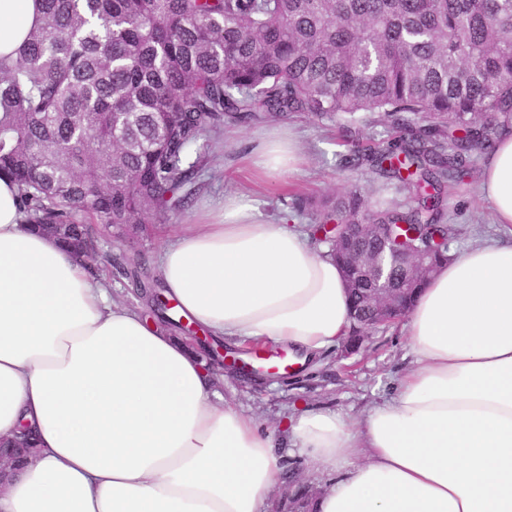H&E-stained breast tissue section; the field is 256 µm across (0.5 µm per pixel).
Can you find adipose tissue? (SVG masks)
<instances>
[{
	"label": "adipose tissue",
	"mask_w": 512,
	"mask_h": 512,
	"mask_svg": "<svg viewBox=\"0 0 512 512\" xmlns=\"http://www.w3.org/2000/svg\"><path fill=\"white\" fill-rule=\"evenodd\" d=\"M38 14L37 0H0V54ZM480 187L507 232L419 289L392 394L364 418L305 410L275 433L225 402L199 347L22 224L0 178V439L24 423L39 438L0 512H259L284 448L335 477L312 512H512V134L485 154ZM158 262L167 298L213 338L305 361L349 331L335 259L241 200L185 225Z\"/></svg>",
	"instance_id": "ef3b65f1"
}]
</instances>
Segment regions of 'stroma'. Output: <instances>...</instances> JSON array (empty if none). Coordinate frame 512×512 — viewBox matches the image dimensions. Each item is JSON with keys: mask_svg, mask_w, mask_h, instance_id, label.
Instances as JSON below:
<instances>
[{"mask_svg": "<svg viewBox=\"0 0 512 512\" xmlns=\"http://www.w3.org/2000/svg\"><path fill=\"white\" fill-rule=\"evenodd\" d=\"M285 131L298 139L301 164L296 171L272 179L260 176L254 165L257 151L273 134ZM354 149V140L344 137L342 123L336 119L291 114L253 125L225 123L218 140H203L194 148L206 160L197 172L191 205L169 210L135 234L104 236L100 250L115 257L141 254L146 272L157 275V257L164 240L184 225L221 215L228 195L250 203L268 221L289 213L294 197L317 202L351 190L372 202L384 200L408 207L409 194L396 184L375 178L364 167H344V159ZM484 155V149L472 150L462 181L443 190L445 216L456 229L449 244L455 255L503 232L493 223L490 204L479 189ZM412 360L405 325L399 322L367 333L350 356H343L337 347L297 370L287 368L288 351L283 346L264 345L257 359L237 352L235 343L229 342L224 346V364L214 373L226 401L275 429L291 407L300 411L328 408L364 416L371 404L391 393Z\"/></svg>", "mask_w": 512, "mask_h": 512, "instance_id": "35a3bbf8", "label": "stroma"}]
</instances>
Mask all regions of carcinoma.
Segmentation results:
<instances>
[{"label":"carcinoma","mask_w":512,"mask_h":512,"mask_svg":"<svg viewBox=\"0 0 512 512\" xmlns=\"http://www.w3.org/2000/svg\"><path fill=\"white\" fill-rule=\"evenodd\" d=\"M338 117L361 136L404 135L354 164L395 180L416 205L370 207L356 191L316 206L310 234L340 267L324 224H400L401 247L433 266L451 240L442 188L476 145L512 133V0H40L22 45L0 55V176L22 221L95 258L98 234L192 202L190 160L224 119ZM137 298L161 280L140 254L105 257Z\"/></svg>","instance_id":"carcinoma-1"}]
</instances>
